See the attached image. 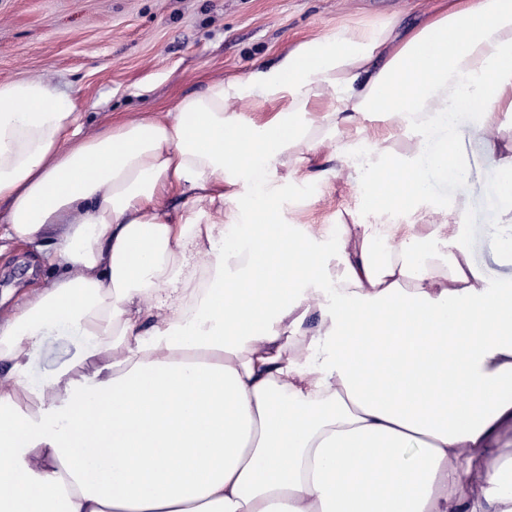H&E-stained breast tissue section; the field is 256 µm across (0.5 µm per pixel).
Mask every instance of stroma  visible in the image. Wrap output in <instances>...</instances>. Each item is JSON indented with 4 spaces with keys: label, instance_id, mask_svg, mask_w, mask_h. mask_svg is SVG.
<instances>
[{
    "label": "stroma",
    "instance_id": "stroma-1",
    "mask_svg": "<svg viewBox=\"0 0 512 512\" xmlns=\"http://www.w3.org/2000/svg\"><path fill=\"white\" fill-rule=\"evenodd\" d=\"M436 0H0V81L43 80L65 91L85 130L104 129L148 112L172 111L185 95L219 78H242L275 66L297 42L341 21L397 14L414 23ZM459 146L470 174L448 183L428 174L431 198L469 205L465 240L487 282L512 279V258L500 253L491 194L495 166L467 115H459ZM356 186L339 176L330 184L289 185L283 218L293 225L332 226L356 209ZM32 267L26 244L0 254V290L24 289ZM87 340L63 329L46 331L28 360L39 386L77 366Z\"/></svg>",
    "mask_w": 512,
    "mask_h": 512
}]
</instances>
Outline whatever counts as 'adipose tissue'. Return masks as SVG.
Listing matches in <instances>:
<instances>
[{"instance_id":"1","label":"adipose tissue","mask_w":512,"mask_h":512,"mask_svg":"<svg viewBox=\"0 0 512 512\" xmlns=\"http://www.w3.org/2000/svg\"><path fill=\"white\" fill-rule=\"evenodd\" d=\"M460 113L511 224L512 0L341 22L78 138L67 94L0 81V242L53 271L0 309V512H512V450L487 445L512 421V292L422 176L467 178L437 160ZM344 170L362 211L332 239L280 221L288 184ZM50 327L94 344L33 388Z\"/></svg>"}]
</instances>
